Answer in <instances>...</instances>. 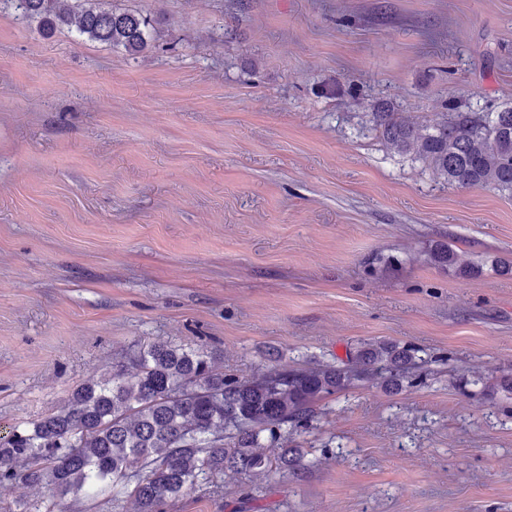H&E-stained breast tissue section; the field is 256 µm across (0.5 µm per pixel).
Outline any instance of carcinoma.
I'll return each instance as SVG.
<instances>
[{
    "label": "carcinoma",
    "instance_id": "carcinoma-1",
    "mask_svg": "<svg viewBox=\"0 0 512 512\" xmlns=\"http://www.w3.org/2000/svg\"><path fill=\"white\" fill-rule=\"evenodd\" d=\"M45 38L68 30L134 55L152 37L153 21L116 11L103 0H10ZM380 137L410 148L458 187L512 192V108L456 111L422 135L401 113L374 116ZM426 361L413 346L365 343L343 366L306 369L275 362L250 378L219 371L203 346L147 341L112 373L77 387L58 410L21 421L0 435V485L40 487L46 496L13 512H65L73 495L129 493L137 512L160 506L226 473L240 477L295 471L300 446L265 444L304 432L318 403L362 382L395 388L419 384Z\"/></svg>",
    "mask_w": 512,
    "mask_h": 512
}]
</instances>
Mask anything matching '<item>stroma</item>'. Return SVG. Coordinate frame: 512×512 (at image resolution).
Returning <instances> with one entry per match:
<instances>
[{"instance_id": "1", "label": "stroma", "mask_w": 512, "mask_h": 512, "mask_svg": "<svg viewBox=\"0 0 512 512\" xmlns=\"http://www.w3.org/2000/svg\"><path fill=\"white\" fill-rule=\"evenodd\" d=\"M139 54L0 0V432L146 340L248 377L412 345L423 384L319 402L295 472L162 512H512V194L390 149L512 107V0H110ZM452 246L464 275L434 263Z\"/></svg>"}]
</instances>
